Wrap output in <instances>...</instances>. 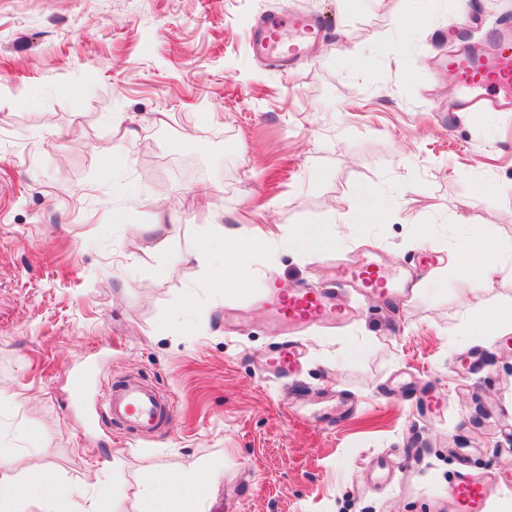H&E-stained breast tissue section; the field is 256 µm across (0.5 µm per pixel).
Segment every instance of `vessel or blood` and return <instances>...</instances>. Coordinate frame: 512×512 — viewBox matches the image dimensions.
I'll list each match as a JSON object with an SVG mask.
<instances>
[{
	"label": "vessel or blood",
	"instance_id": "b4317fda",
	"mask_svg": "<svg viewBox=\"0 0 512 512\" xmlns=\"http://www.w3.org/2000/svg\"><path fill=\"white\" fill-rule=\"evenodd\" d=\"M326 30L323 20L299 12L287 19L265 18L253 37L255 54L270 58L275 65L295 63L308 45L320 41ZM448 65L453 71L457 92L454 109L458 112H506L512 110V28L497 27L483 46L452 55ZM337 277L359 293L385 301L404 297L403 275L390 274L376 259L343 264ZM288 330V337L275 343L270 367L282 378L293 375L300 362L296 332L327 319L343 320L346 309L339 303L335 289L304 287L291 281H274L263 301ZM112 418L129 427L151 430L173 418L171 401L154 390L135 382L115 386L106 404ZM499 484L494 475L459 473L449 487L452 512H486L487 504Z\"/></svg>",
	"mask_w": 512,
	"mask_h": 512
}]
</instances>
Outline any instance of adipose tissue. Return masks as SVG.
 <instances>
[{
    "mask_svg": "<svg viewBox=\"0 0 512 512\" xmlns=\"http://www.w3.org/2000/svg\"><path fill=\"white\" fill-rule=\"evenodd\" d=\"M219 232L224 238L221 260L213 261L209 252L199 246L192 250L194 260L205 268H218V275L210 281L211 287L251 288L250 255L267 243L268 234L229 226L220 227ZM504 251V245L481 236L471 237L454 251L450 270L466 284L471 298H478L484 290L491 288ZM140 485L146 495H158L163 512H187L185 503L188 497H206L213 482L203 469L192 466L163 484L159 483L153 471H146L141 476ZM65 495V490L55 486L52 474L47 470L34 475L25 485L0 481V512H11V505L21 498L35 499L40 504V512H60L59 502Z\"/></svg>",
    "mask_w": 512,
    "mask_h": 512,
    "instance_id": "obj_1",
    "label": "adipose tissue"
}]
</instances>
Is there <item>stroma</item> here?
I'll return each instance as SVG.
<instances>
[{
	"label": "stroma",
	"mask_w": 512,
	"mask_h": 512,
	"mask_svg": "<svg viewBox=\"0 0 512 512\" xmlns=\"http://www.w3.org/2000/svg\"><path fill=\"white\" fill-rule=\"evenodd\" d=\"M286 9L327 38L285 72L250 35ZM509 21L512 0H0V479L48 469L73 512H150L139 473L198 462L202 512H448L458 471H511L512 327H470L447 274L457 238L512 244V112H447L449 53ZM365 186L394 196L386 223L346 213ZM260 223L256 286L208 287L189 243ZM300 225L340 239L300 255ZM371 254L410 296L343 291L353 316L303 332L284 394L260 371L272 281L327 287ZM131 379L174 398L172 426L98 415Z\"/></svg>",
	"instance_id": "1"
}]
</instances>
